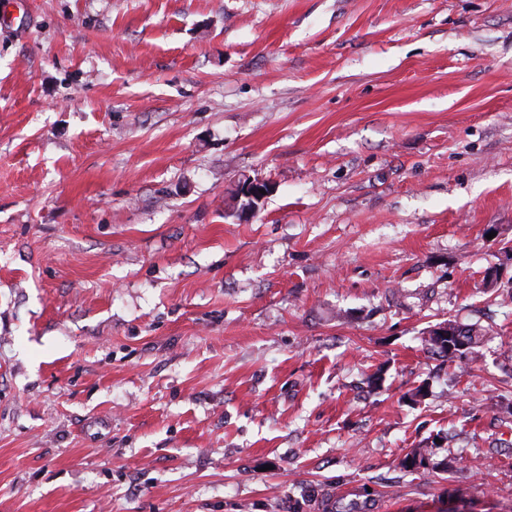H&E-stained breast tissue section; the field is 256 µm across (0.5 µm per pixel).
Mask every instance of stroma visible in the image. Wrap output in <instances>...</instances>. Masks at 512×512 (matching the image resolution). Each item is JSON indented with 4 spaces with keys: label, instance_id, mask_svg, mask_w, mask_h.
<instances>
[{
    "label": "stroma",
    "instance_id": "35a3bbf8",
    "mask_svg": "<svg viewBox=\"0 0 512 512\" xmlns=\"http://www.w3.org/2000/svg\"><path fill=\"white\" fill-rule=\"evenodd\" d=\"M350 507L512 512V0H0V512ZM259 190H265L267 193V184L255 181L248 182L236 202L241 213H256L259 210L260 204L265 198V195L259 193ZM242 197H244V200H241ZM448 324L447 336H441L437 331L434 334L430 333L428 339H425L429 345V349L442 357H448V360H453L456 357L471 355L476 358L478 352L475 347L479 343V336H484L477 328L460 327L453 321H444ZM436 335V336H433ZM458 335V336H456ZM462 339V348L456 346V338Z\"/></svg>",
    "mask_w": 512,
    "mask_h": 512
}]
</instances>
